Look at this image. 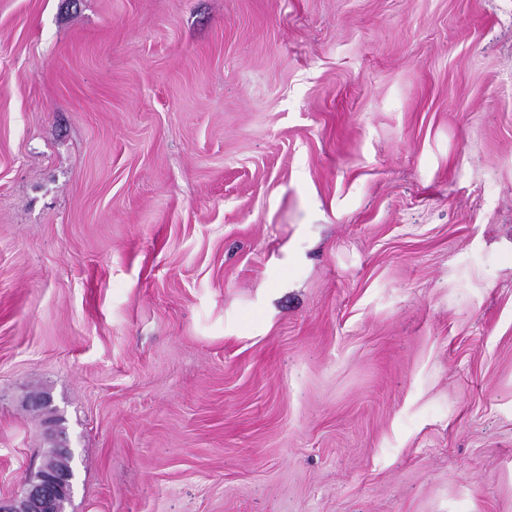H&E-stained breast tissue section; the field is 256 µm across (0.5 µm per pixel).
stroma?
Wrapping results in <instances>:
<instances>
[{"mask_svg": "<svg viewBox=\"0 0 512 512\" xmlns=\"http://www.w3.org/2000/svg\"><path fill=\"white\" fill-rule=\"evenodd\" d=\"M512 512V0H0V498ZM75 472L45 459L32 479L8 500H0L1 512H59L74 493Z\"/></svg>", "mask_w": 512, "mask_h": 512, "instance_id": "35a3bbf8", "label": "stroma"}]
</instances>
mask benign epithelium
Instances as JSON below:
<instances>
[{"label": "benign epithelium", "instance_id": "obj_1", "mask_svg": "<svg viewBox=\"0 0 512 512\" xmlns=\"http://www.w3.org/2000/svg\"><path fill=\"white\" fill-rule=\"evenodd\" d=\"M75 472L44 460L35 476L8 500H0V512H61L74 493Z\"/></svg>", "mask_w": 512, "mask_h": 512}]
</instances>
